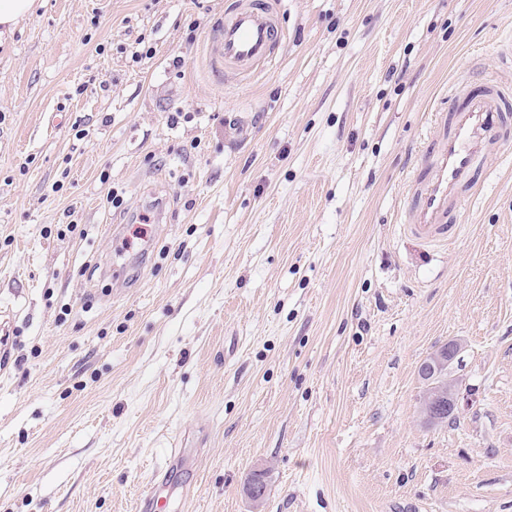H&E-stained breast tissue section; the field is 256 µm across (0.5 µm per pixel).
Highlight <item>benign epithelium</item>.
<instances>
[{
  "label": "benign epithelium",
  "instance_id": "1",
  "mask_svg": "<svg viewBox=\"0 0 512 512\" xmlns=\"http://www.w3.org/2000/svg\"><path fill=\"white\" fill-rule=\"evenodd\" d=\"M461 351L462 345L450 340L430 353L420 364L419 375L428 380L429 384V389L423 396L422 411L435 424L446 421V415L455 412L456 382L450 378L449 367Z\"/></svg>",
  "mask_w": 512,
  "mask_h": 512
}]
</instances>
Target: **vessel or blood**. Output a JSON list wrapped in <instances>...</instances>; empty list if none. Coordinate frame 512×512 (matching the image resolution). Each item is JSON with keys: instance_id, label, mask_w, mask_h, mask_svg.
<instances>
[{"instance_id": "b4317fda", "label": "vessel or blood", "mask_w": 512, "mask_h": 512, "mask_svg": "<svg viewBox=\"0 0 512 512\" xmlns=\"http://www.w3.org/2000/svg\"><path fill=\"white\" fill-rule=\"evenodd\" d=\"M282 37L270 0H235L208 45L211 68L220 76L251 74L272 60ZM439 117L445 130L410 174L416 188L403 226L425 246L453 243L459 234L457 217L467 191L479 185L499 140L512 131V82L453 78ZM163 486L160 480L147 486L137 512H166L158 498Z\"/></svg>"}]
</instances>
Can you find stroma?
Returning <instances> with one entry per match:
<instances>
[{
	"instance_id": "stroma-1",
	"label": "stroma",
	"mask_w": 512,
	"mask_h": 512,
	"mask_svg": "<svg viewBox=\"0 0 512 512\" xmlns=\"http://www.w3.org/2000/svg\"><path fill=\"white\" fill-rule=\"evenodd\" d=\"M233 2L37 0L0 45V512H133L174 448L167 512H253L262 468L263 512H512V138L455 243L402 227L512 0H276L272 62L225 79ZM462 345L450 340L430 353L420 364L419 375L428 380L429 389L422 400V411L426 418L440 424L448 421L443 405L448 399V416L454 415L457 406L456 382L450 378L449 367L458 358Z\"/></svg>"
}]
</instances>
